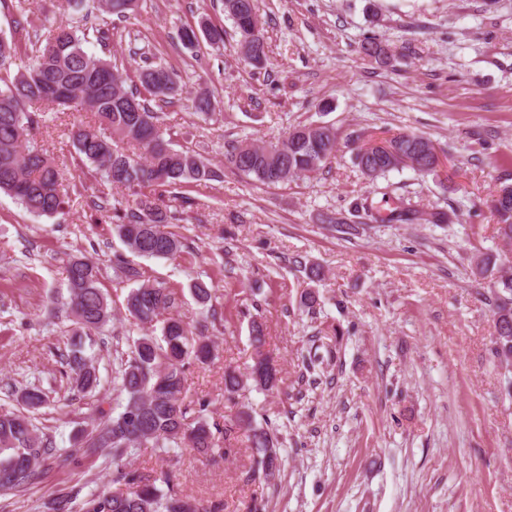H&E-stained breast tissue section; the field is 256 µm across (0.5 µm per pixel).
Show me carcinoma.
I'll return each instance as SVG.
<instances>
[{"instance_id": "obj_1", "label": "carcinoma", "mask_w": 512, "mask_h": 512, "mask_svg": "<svg viewBox=\"0 0 512 512\" xmlns=\"http://www.w3.org/2000/svg\"><path fill=\"white\" fill-rule=\"evenodd\" d=\"M224 13L234 27L237 45H251L244 56L261 68L268 56V42L255 0H223ZM101 11L125 18L138 8V0H99ZM207 44L218 49L226 32L207 19L199 23ZM85 37L67 25L48 30L37 41L35 63L12 78L0 76V191L17 199L37 216L52 217L68 204L62 178L53 160L34 142L24 141L26 132L39 126L42 115L28 107L47 102L89 112L95 125H79L72 131L76 153L88 169L109 183L131 192L125 223L116 225L128 248L144 258L172 259L183 243L175 233L163 230L177 220L160 189L212 180L216 172L202 157L177 150L165 138L160 116L149 101H164L182 90L179 74L162 64L144 63L137 81L128 85L111 61L88 52ZM366 56L386 64L391 49L372 39L362 46ZM336 132L323 124L294 128L274 143L232 141L225 163L235 173L263 185L277 186L321 170L336 152ZM434 144L415 132H400L380 142L357 148L354 162L375 181L391 171L411 168L436 173L440 162L432 154ZM498 238L512 242V184L501 186L490 201ZM115 269L138 283L126 297V311L150 330L133 340L127 357L115 363L114 384L126 404L118 415L99 409L91 428L75 436L87 457H99L105 470H112L115 483H132L124 493L104 490L82 494V488L64 487L44 503L43 512H207V508L184 496L172 480L166 488L141 483L126 471L124 461L142 448L166 452L186 445L203 455L218 448L216 435L232 440L233 429L244 432L256 455L250 470L269 478L278 467L279 448L273 435L253 425L249 409L241 408L234 426L219 428L201 414L187 422L190 408L184 405L185 369L192 362L211 360L213 346L203 331L164 314L176 306L175 292L146 279L144 272L116 258ZM476 274L488 280L493 305L492 353L505 364L512 363V274L494 256L482 258ZM101 269L93 261L74 256L67 267L69 309L75 335L95 343L92 336L111 320L112 308L100 288ZM159 328L160 335L154 334ZM69 384L77 393H92L101 386L94 362L83 353V343L73 344L68 355ZM279 370L261 350H256L251 378L244 381L234 369L224 368V393L232 399L247 386L265 392L277 388ZM23 409L0 407V498L21 497L39 479L41 463L50 461L63 469L76 461L74 451L59 448L53 436L34 423V413L48 401L38 386L19 394ZM226 453L231 449L222 450Z\"/></svg>"}]
</instances>
